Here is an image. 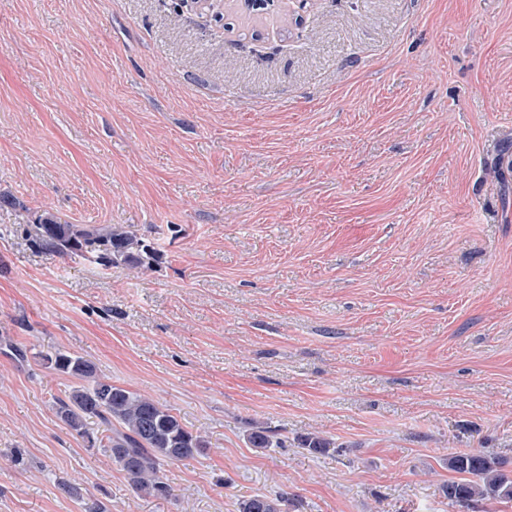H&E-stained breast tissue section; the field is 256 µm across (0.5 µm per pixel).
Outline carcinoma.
Segmentation results:
<instances>
[{
    "label": "carcinoma",
    "mask_w": 512,
    "mask_h": 512,
    "mask_svg": "<svg viewBox=\"0 0 512 512\" xmlns=\"http://www.w3.org/2000/svg\"><path fill=\"white\" fill-rule=\"evenodd\" d=\"M31 242L49 255L92 261L105 269L147 272L159 262L160 250L147 236L122 224H70L45 208L25 225ZM45 364L78 381L57 400L58 418L90 446L109 452L132 488L142 497L163 496L159 476L163 461H178L204 452L207 441L193 433L179 416L154 398L115 384L94 363L68 352L43 356ZM98 421L90 432V420ZM448 468L460 475L445 493L458 503H512V473L495 456L458 452ZM285 498L254 495L238 501L236 512H284Z\"/></svg>",
    "instance_id": "obj_1"
}]
</instances>
